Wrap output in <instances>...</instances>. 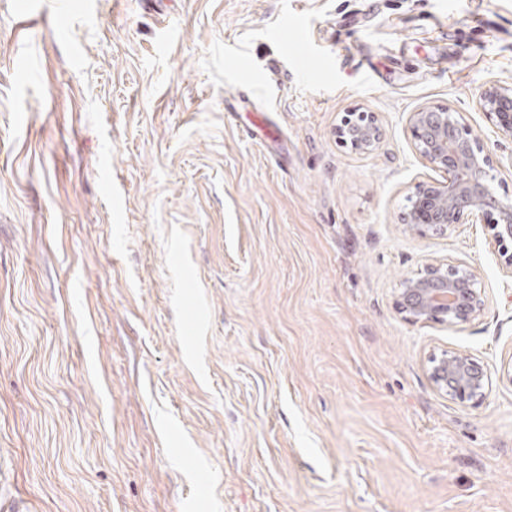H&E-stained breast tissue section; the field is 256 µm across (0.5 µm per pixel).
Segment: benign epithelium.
Instances as JSON below:
<instances>
[{"mask_svg": "<svg viewBox=\"0 0 512 512\" xmlns=\"http://www.w3.org/2000/svg\"><path fill=\"white\" fill-rule=\"evenodd\" d=\"M477 104L497 132L512 138V88L497 81L480 90ZM408 130L420 157L445 173L444 181L422 182L411 196L403 221L415 232H446L456 224H483L502 268L512 274V202L498 199L490 188L488 155L471 138L448 107H422L410 113ZM336 137L354 151L368 152L380 142L382 126L374 112H351L336 127ZM485 289L466 265L430 264L403 282L396 305L412 322L466 323L483 310ZM433 388L465 404L479 403L490 386L488 369L466 353H443L431 359Z\"/></svg>", "mask_w": 512, "mask_h": 512, "instance_id": "1", "label": "benign epithelium"}]
</instances>
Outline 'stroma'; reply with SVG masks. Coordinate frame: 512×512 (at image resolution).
<instances>
[{"mask_svg":"<svg viewBox=\"0 0 512 512\" xmlns=\"http://www.w3.org/2000/svg\"><path fill=\"white\" fill-rule=\"evenodd\" d=\"M512 0H0V503L27 512H512V275L410 231V112L512 201ZM376 113L361 153L346 112ZM464 264L457 326L402 282ZM487 365L486 398L432 357ZM477 104L497 132L512 138V88L497 81L487 82L480 90ZM382 126L376 113L350 112L336 127V137L354 151L368 152L380 142ZM484 304L485 288L466 265H427L417 276L407 278L396 296L399 311L415 323H466ZM429 380L433 388L459 403H479L490 386L488 369L466 353H442L431 359Z\"/></svg>","mask_w":512,"mask_h":512,"instance_id":"stroma-1","label":"stroma"}]
</instances>
